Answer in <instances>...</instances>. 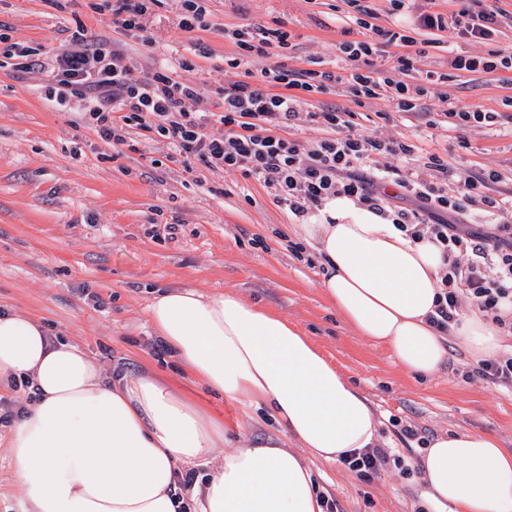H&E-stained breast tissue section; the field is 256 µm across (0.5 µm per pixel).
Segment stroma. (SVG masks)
Here are the masks:
<instances>
[{
  "label": "stroma",
  "mask_w": 512,
  "mask_h": 512,
  "mask_svg": "<svg viewBox=\"0 0 512 512\" xmlns=\"http://www.w3.org/2000/svg\"><path fill=\"white\" fill-rule=\"evenodd\" d=\"M93 0H0V33L39 56L82 48L94 41L130 60L145 77L173 64L190 44L206 46L185 82L204 89L201 108L213 109L215 92L237 78L226 65L233 46L225 29L283 25L293 36L289 62L299 68H334L341 42L359 38L350 18L356 6L371 9L377 25L409 28L415 9L393 10L389 0H209L207 30L179 25L177 0H162L143 24L146 39L127 36ZM503 17L492 40L462 41L441 35L408 82L421 72L446 73L423 111L398 115L387 95L357 108L355 130L384 138L407 136L448 163L489 176L488 194L512 198V72L452 68L457 55L512 51V0H498ZM47 79L16 72L0 57V311L32 316L50 335L83 348L104 368L136 376L151 370L195 398L230 427L225 448L239 440L274 435L271 422L254 423L240 407L203 393L156 348L147 306L160 291L195 288L232 291L299 326L367 397L381 443L399 447L396 422L428 429L430 436L483 431L512 450V393L468 379L476 363L462 342L448 337V358L435 374L406 375L391 352L358 336L328 302L322 259L299 242L295 217L257 182L244 181L201 162L191 169L172 159L157 133L129 129L125 144L103 142L81 120L77 102L47 97ZM498 113L489 126H429L443 108ZM178 225L176 237L164 227ZM99 303L90 301V294ZM320 492L341 512H425L419 471L391 472L364 481L341 463L312 460Z\"/></svg>",
  "instance_id": "1"
}]
</instances>
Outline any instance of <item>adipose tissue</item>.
<instances>
[{"label": "adipose tissue", "instance_id": "obj_1", "mask_svg": "<svg viewBox=\"0 0 512 512\" xmlns=\"http://www.w3.org/2000/svg\"><path fill=\"white\" fill-rule=\"evenodd\" d=\"M298 231L325 258L327 300L359 336L391 350L408 375L446 361L429 322L443 269L432 243L411 242L351 200L326 202ZM150 324L196 387L262 411L293 440L224 447V423L152 374H105L38 320L0 313V381L36 392L8 442L20 512H323L310 459L377 445L367 399L295 324L234 292L192 288L148 305ZM478 360L502 350L491 318L454 326ZM418 467L430 512H512V451L482 431L442 434ZM195 471L190 497L178 494Z\"/></svg>", "mask_w": 512, "mask_h": 512}]
</instances>
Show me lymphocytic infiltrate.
I'll use <instances>...</instances> for the list:
<instances>
[{
    "label": "lymphocytic infiltrate",
    "mask_w": 512,
    "mask_h": 512,
    "mask_svg": "<svg viewBox=\"0 0 512 512\" xmlns=\"http://www.w3.org/2000/svg\"><path fill=\"white\" fill-rule=\"evenodd\" d=\"M500 15L491 5L452 19L424 11L416 25L455 38L488 39L497 30ZM372 16L371 10L362 8L353 22L373 30V37L340 46L349 64L347 75L280 63L218 90L221 105L216 112L189 109V102L200 101L202 93L177 75L178 69L194 67L195 56L202 53L198 47L192 55L178 58L176 66L143 79L135 76L124 54L103 47L65 51L42 61L13 45L5 54L14 59L16 71L47 76L49 95L76 99L84 121L103 141L124 143L126 129L134 127L154 131L170 141L183 162L195 158L210 169L263 184L296 218L306 217L328 200L346 198L389 218L412 240H431L443 250L445 270L437 283L430 323L451 332L468 307L492 316L512 335V225L454 220L469 202L480 203L494 218L512 205L484 194L482 177L437 155L422 156L419 164H412L415 147L408 138L354 132L347 108L299 110L302 95L321 94L344 82L353 99L373 98L383 91L396 111L412 112L429 85L441 81V74L429 71L420 83H407L405 76L415 59L405 49L414 44V37L374 28ZM224 38L236 49L227 64L237 68L268 57L271 49L289 48L291 35L282 28L253 24L226 30ZM384 44L400 49L387 69L375 64ZM299 119L321 128L323 137L310 145L285 137L284 129ZM212 124L221 126V133H208ZM425 168L434 170L433 178L422 176ZM391 187L403 199V207L389 204Z\"/></svg>",
    "instance_id": "obj_1"
}]
</instances>
